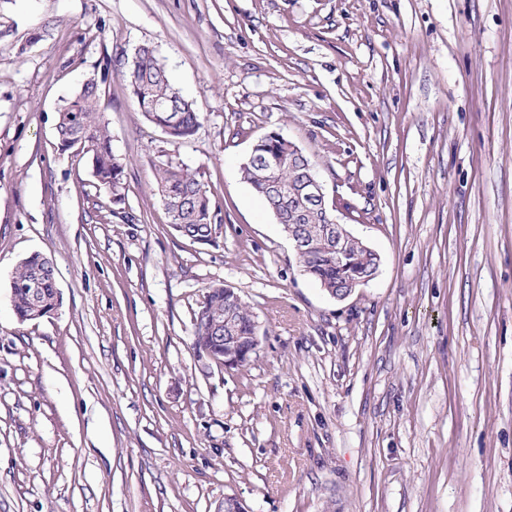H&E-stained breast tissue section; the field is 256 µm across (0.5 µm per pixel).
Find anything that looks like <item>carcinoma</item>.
Segmentation results:
<instances>
[{"label":"carcinoma","mask_w":512,"mask_h":512,"mask_svg":"<svg viewBox=\"0 0 512 512\" xmlns=\"http://www.w3.org/2000/svg\"><path fill=\"white\" fill-rule=\"evenodd\" d=\"M123 76L135 104L150 123L176 141L194 136L203 113L197 111L194 102L172 84L153 48L140 46L135 49ZM103 112L100 85L96 79H88L61 105L55 134L63 150L77 139L91 143L92 149L86 153L90 174L117 205L125 201V163L112 151L111 136L102 121ZM313 164L315 161L297 150L292 141L272 131L255 142L240 171L242 179L264 201L278 223L302 225V232L312 246V251L299 256L302 272L321 287L344 286L348 279L336 266V241L324 233L327 215L311 210L296 217L288 209V191L297 187L306 167ZM152 176L172 229L195 243H210L215 210L208 185L196 172L169 161L153 164ZM344 250L353 271L363 274L378 268V258L358 241L346 240ZM36 277L41 278L42 284L40 296L34 299L22 285ZM12 282L14 311L23 322L33 320L39 309L45 317L60 305L54 263L45 255L35 253L21 258ZM229 301L230 298L224 295V285L210 288L194 314L193 349H199L208 336L224 335V317L229 310L237 335L246 337L247 346H254L252 337L259 335L255 316L243 300L232 305Z\"/></svg>","instance_id":"1"}]
</instances>
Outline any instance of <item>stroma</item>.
Here are the masks:
<instances>
[{
	"label": "stroma",
	"mask_w": 512,
	"mask_h": 512,
	"mask_svg": "<svg viewBox=\"0 0 512 512\" xmlns=\"http://www.w3.org/2000/svg\"><path fill=\"white\" fill-rule=\"evenodd\" d=\"M152 46L202 124L173 142L122 73ZM100 84L126 203L58 148ZM270 131L380 257L338 300L240 175ZM200 173L181 237L151 162ZM60 307L20 321L19 259ZM260 326L192 346L210 287ZM512 512V0H0V512ZM36 277L41 278V294L34 300L21 288L28 280ZM14 286L13 295L11 297L14 311L21 321H31L43 318L58 308L61 302L60 294L55 290V269L53 260L40 253L31 254L19 260L12 281ZM30 294L33 297L38 295L40 290V282L34 279L30 284ZM38 309L42 310V315L34 318V314Z\"/></svg>",
	"instance_id": "1"
}]
</instances>
